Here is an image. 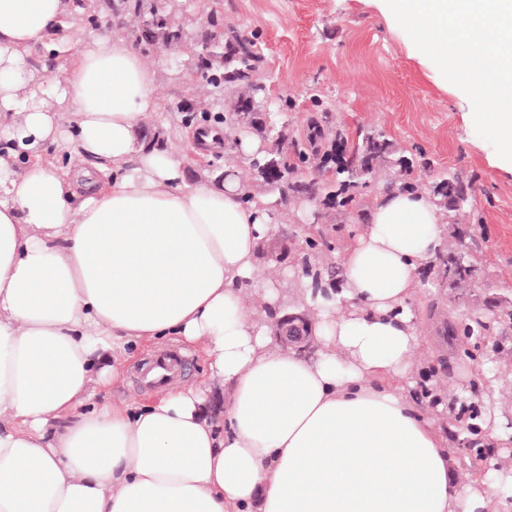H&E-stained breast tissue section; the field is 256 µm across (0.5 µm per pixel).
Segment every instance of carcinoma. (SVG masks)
Wrapping results in <instances>:
<instances>
[{
  "instance_id": "1",
  "label": "carcinoma",
  "mask_w": 512,
  "mask_h": 512,
  "mask_svg": "<svg viewBox=\"0 0 512 512\" xmlns=\"http://www.w3.org/2000/svg\"><path fill=\"white\" fill-rule=\"evenodd\" d=\"M129 10L136 21L135 33L139 39L156 45L161 49L170 48L171 43L179 37L182 28L170 11L165 10L147 0H130ZM260 52L254 40L245 41L224 39V34L214 31L208 34L199 47L193 50L191 62L196 74L209 87V95L224 99L229 94L240 99L246 90H251L253 98L261 103L266 96V87L253 81L257 69ZM183 113L182 123L191 126L199 121L212 124H224L227 137H232L235 126L222 114L221 108L205 99L195 105L178 108ZM251 129L266 134L275 144V148L248 161V168L258 179H265V172L270 167L280 170L281 183L289 190L322 202L326 208H347L357 204L360 189L368 186L381 170V164L392 152L391 143L379 131H360L357 134V145L352 152L336 158L334 151L323 156L320 167L328 173V179L319 182L312 180L307 183L296 180V174L310 158L297 144L286 145L277 120L267 123L257 118ZM435 193L451 198L454 207L463 209L470 202V185L457 175H450L441 180ZM461 252L453 249L438 254V265L452 270V275L443 277L442 281L449 288H466L480 274L478 267L470 256L459 262Z\"/></svg>"
}]
</instances>
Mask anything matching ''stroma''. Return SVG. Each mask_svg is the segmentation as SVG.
Returning <instances> with one entry per match:
<instances>
[{
	"label": "stroma",
	"instance_id": "1",
	"mask_svg": "<svg viewBox=\"0 0 512 512\" xmlns=\"http://www.w3.org/2000/svg\"><path fill=\"white\" fill-rule=\"evenodd\" d=\"M118 0H74L75 28L81 38L131 33L129 15ZM179 20L192 39L224 31L255 39L261 59L256 76L267 86L272 113H284L289 140L307 152H323L336 129L355 139L362 128L382 131L394 156L412 161L423 193H433L446 175L471 184V202L455 211L449 199L437 203L448 211L446 244L467 251L481 274L470 287H441L435 270L424 268L422 286L410 301L422 345L413 356L409 389L417 409L448 433L452 478L491 471L481 447L487 410L501 407L512 428V321L501 316L496 301L512 294V170L499 167L497 153L469 121L472 104L419 51L392 13L377 0H176ZM155 76L157 111L143 129L162 131L166 147L183 150L186 129L176 108L195 103L204 89L185 74V52L139 44ZM291 101L281 111L282 101ZM371 181L360 197L361 213L328 210L318 205L280 207L279 219L258 250L260 273L276 274L281 297L274 316L292 309L291 288L299 273L293 256L308 225L322 227L335 253H342L365 227L361 217L388 180ZM486 322V337L463 336L461 314ZM149 355L139 350L120 357L122 380L104 388L106 401L137 405L150 390L137 384L134 367ZM445 393L447 410H438L429 395Z\"/></svg>",
	"mask_w": 512,
	"mask_h": 512
}]
</instances>
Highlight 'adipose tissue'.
<instances>
[{
  "instance_id": "ef3b65f1",
  "label": "adipose tissue",
  "mask_w": 512,
  "mask_h": 512,
  "mask_svg": "<svg viewBox=\"0 0 512 512\" xmlns=\"http://www.w3.org/2000/svg\"><path fill=\"white\" fill-rule=\"evenodd\" d=\"M71 14L0 0V512H499L495 484L452 483L447 437L402 386L443 212L381 192L339 288L294 284L316 357L280 349L265 313L278 282L256 266L274 213L243 203L235 166L190 186L183 154L146 148L153 72L123 34L74 39ZM36 47L73 59L32 71ZM166 336L201 347L208 384L99 400L116 355Z\"/></svg>"
}]
</instances>
